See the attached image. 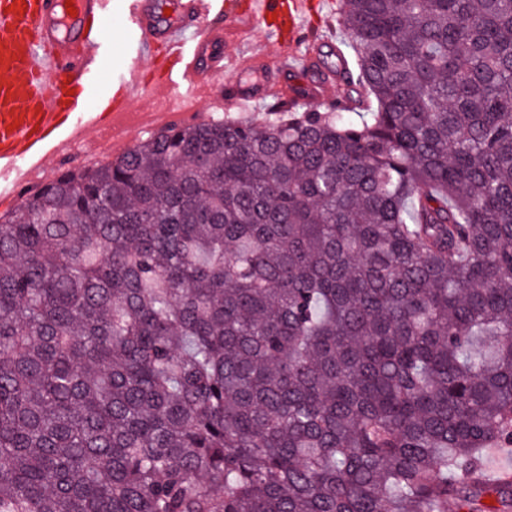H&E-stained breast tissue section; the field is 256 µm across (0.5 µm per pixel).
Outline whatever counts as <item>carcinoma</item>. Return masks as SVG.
Listing matches in <instances>:
<instances>
[{
	"label": "carcinoma",
	"instance_id": "carcinoma-1",
	"mask_svg": "<svg viewBox=\"0 0 512 512\" xmlns=\"http://www.w3.org/2000/svg\"><path fill=\"white\" fill-rule=\"evenodd\" d=\"M337 22L373 108L173 125L0 216V512H512V0ZM484 464L489 474L494 475L501 470H511L512 453L510 448H490L483 452Z\"/></svg>",
	"mask_w": 512,
	"mask_h": 512
}]
</instances>
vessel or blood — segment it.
I'll return each instance as SVG.
<instances>
[{"instance_id":"b4317fda","label":"vessel or blood","mask_w":512,"mask_h":512,"mask_svg":"<svg viewBox=\"0 0 512 512\" xmlns=\"http://www.w3.org/2000/svg\"><path fill=\"white\" fill-rule=\"evenodd\" d=\"M312 10L311 0H179L177 16L163 20L156 0H0V197L16 201L52 181L48 159L81 156L86 134L141 89L143 58L162 59L168 92L222 100L219 79L240 64L224 54V30L210 22L215 13L237 29H262L280 48L276 77L236 82L232 103L284 93L307 99L318 84L292 75L296 49L310 42ZM115 13L134 33L127 72L107 103L90 112L83 92L112 57L103 25Z\"/></svg>"}]
</instances>
